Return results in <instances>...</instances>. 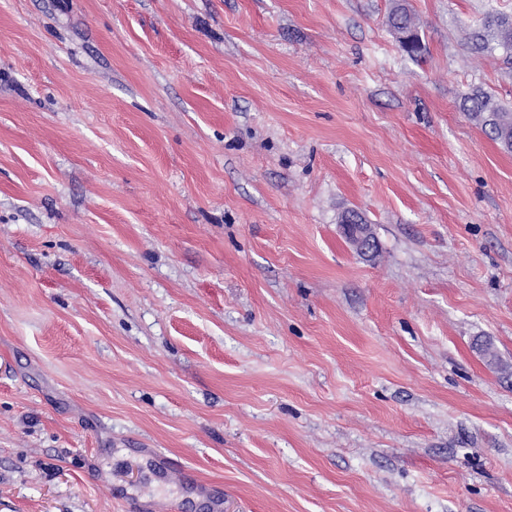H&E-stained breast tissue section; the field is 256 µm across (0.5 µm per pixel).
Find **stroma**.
<instances>
[{
    "label": "stroma",
    "mask_w": 512,
    "mask_h": 512,
    "mask_svg": "<svg viewBox=\"0 0 512 512\" xmlns=\"http://www.w3.org/2000/svg\"><path fill=\"white\" fill-rule=\"evenodd\" d=\"M407 3L0 0V512H512V0ZM388 23L393 34L408 30L416 32L418 27L414 15L408 8L405 0H395L390 12ZM487 36V44L494 42L498 46H502L506 50L512 49V20L504 16H494L489 18L485 23ZM464 105L472 120L486 133L512 146L511 110L502 107L493 96L487 93L466 97ZM351 211L341 220V228L346 241L360 255L370 258L375 256L378 249V241L373 225L367 224L364 218Z\"/></svg>",
    "instance_id": "stroma-1"
}]
</instances>
